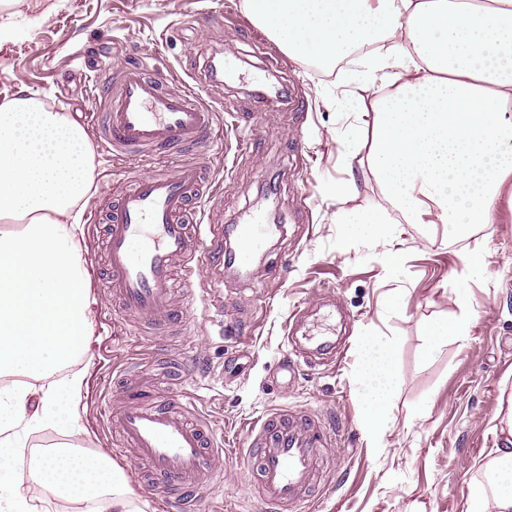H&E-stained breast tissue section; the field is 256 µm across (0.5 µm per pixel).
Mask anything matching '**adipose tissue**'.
<instances>
[{
    "mask_svg": "<svg viewBox=\"0 0 512 512\" xmlns=\"http://www.w3.org/2000/svg\"><path fill=\"white\" fill-rule=\"evenodd\" d=\"M245 12L293 59L332 68L353 57L351 96L372 113L369 163L381 193L355 232L391 238L395 217L444 224L452 239L512 206V0H243ZM385 92L370 97L375 84ZM85 128L39 94L0 102V512H35L34 481L59 503L111 496L114 512H145L123 468L72 446L85 428L82 372L70 364L93 332L80 219L94 179ZM362 431L380 445L394 383L390 346L362 362ZM503 437L472 483L467 512H512V405ZM41 427L66 443L31 461L20 450Z\"/></svg>",
    "mask_w": 512,
    "mask_h": 512,
    "instance_id": "1",
    "label": "adipose tissue"
}]
</instances>
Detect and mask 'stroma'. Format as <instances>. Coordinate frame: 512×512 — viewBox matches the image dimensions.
I'll use <instances>...</instances> for the list:
<instances>
[{
    "label": "stroma",
    "mask_w": 512,
    "mask_h": 512,
    "mask_svg": "<svg viewBox=\"0 0 512 512\" xmlns=\"http://www.w3.org/2000/svg\"><path fill=\"white\" fill-rule=\"evenodd\" d=\"M15 19L22 36L0 47V102L27 90L58 112L90 117V90L100 69L151 60L161 77L199 87L203 99L224 105L222 153L169 154V168L196 164L215 187L204 221L238 223L258 211L280 226L252 266H217L197 277L185 326L159 333L123 317L100 275L102 239L92 222L108 191L140 175L133 158L94 156V190L83 212V261L95 301L94 332L75 369L86 375L80 413L85 448L113 455L128 477L129 496L147 512H178L175 494L148 486L144 469L112 454L113 432L103 400L121 404L120 383L135 371L138 394L169 385L170 372L199 396L198 412L225 453L222 493L199 498L193 512H263L243 454L248 429L269 411L311 412L334 429L330 464L320 472L316 512H466L469 484L485 478L484 464L501 438L492 420L512 395V209L498 204V223L471 238L449 241L442 224H402L403 255L388 269V243L351 236L336 221L373 208L378 186L367 148L345 157L342 137L355 123L353 102L338 69L313 68L286 58L265 68L277 45L245 13L242 0H24ZM236 53L233 73L209 64ZM283 87L287 104L261 107L256 90ZM354 179L344 202L328 185ZM484 242L483 269L463 274L461 255ZM469 293L467 339H448L425 357L426 328L459 314L456 289ZM350 315V348L335 369L302 368L293 385L277 382L287 347L288 316L306 303L316 336L337 335L330 302ZM391 345L395 383L382 447L362 432L366 413L361 365L369 345Z\"/></svg>",
    "instance_id": "35a3bbf8"
}]
</instances>
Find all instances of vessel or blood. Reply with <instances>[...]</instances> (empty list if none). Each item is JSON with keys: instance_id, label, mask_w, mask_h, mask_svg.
<instances>
[{"instance_id": "obj_1", "label": "vessel or blood", "mask_w": 512, "mask_h": 512, "mask_svg": "<svg viewBox=\"0 0 512 512\" xmlns=\"http://www.w3.org/2000/svg\"><path fill=\"white\" fill-rule=\"evenodd\" d=\"M99 78L104 85L119 83L99 114L101 153L129 155L154 166L168 152L222 136L217 111L189 84L165 88L162 78L144 64L122 70L117 78L105 70ZM201 190L197 167L184 165L172 173L153 170L140 175L111 201L106 212L111 272L106 286L125 315L182 324L185 310L172 301L173 272L182 269L190 285L214 260V249L202 234V220L192 208ZM233 232L239 241L233 261L247 268L272 227L256 216L235 225ZM333 351V342L325 338L306 348L292 347L281 371L295 377L299 366L316 365ZM197 401L195 392L168 389L147 400L134 398L104 408L117 436V451L142 464L163 487L177 488L189 497L203 486L218 489L223 481L207 422L189 417ZM333 442L331 430L311 416L278 411L263 421L246 456L256 465L259 495L272 512H301L311 503L323 451Z\"/></svg>"}]
</instances>
